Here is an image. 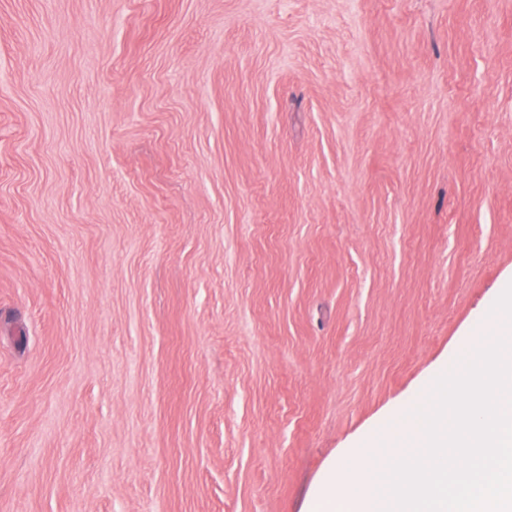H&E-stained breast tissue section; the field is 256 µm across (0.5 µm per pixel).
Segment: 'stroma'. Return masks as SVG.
Instances as JSON below:
<instances>
[{"instance_id": "35a3bbf8", "label": "stroma", "mask_w": 512, "mask_h": 512, "mask_svg": "<svg viewBox=\"0 0 512 512\" xmlns=\"http://www.w3.org/2000/svg\"><path fill=\"white\" fill-rule=\"evenodd\" d=\"M512 283V0H0V512H309Z\"/></svg>"}]
</instances>
